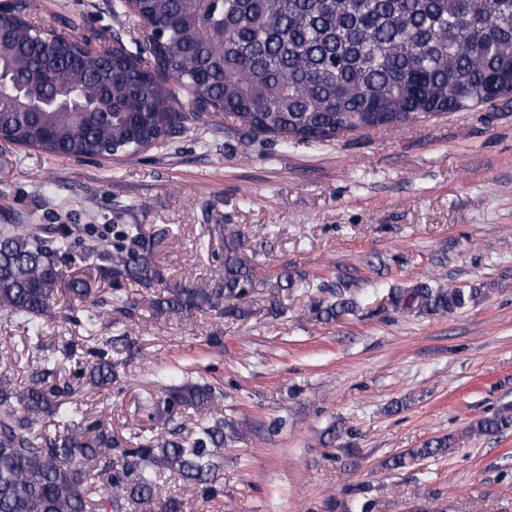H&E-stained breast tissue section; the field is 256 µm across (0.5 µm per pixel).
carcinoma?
Masks as SVG:
<instances>
[{"mask_svg":"<svg viewBox=\"0 0 512 512\" xmlns=\"http://www.w3.org/2000/svg\"><path fill=\"white\" fill-rule=\"evenodd\" d=\"M112 16L149 27L126 61L76 36L36 31L16 13L0 15V141L55 156L134 155L213 107L251 134L313 145L339 131L389 129L512 93V0H138L134 7L112 0ZM175 86L190 90L194 113L175 107ZM221 230L223 271L187 285L166 277L140 224L112 225V245L91 248L93 261L78 275L62 265L71 250L66 237L43 238L18 224L0 231V313L26 326L41 351L58 296L73 311L63 323L97 326L101 281L159 289L148 301L157 316L237 312L257 287L256 270L238 225ZM481 295L424 283L392 302L445 315ZM111 347L103 337L85 359L67 344L61 356L41 357L24 386L0 375V512H183L182 498H157L163 477L191 491L218 481L224 446L242 430L211 417L185 433L182 422L186 410H210V387L167 384L170 375L156 373L162 395L151 418L162 431L138 435L135 448L73 404L70 379H57L59 360L73 363L71 379L106 387L116 377ZM46 417L62 429L42 430ZM509 427L504 412L472 432ZM455 445L435 438L388 466Z\"/></svg>","mask_w":512,"mask_h":512,"instance_id":"cac0c4a2","label":"carcinoma"}]
</instances>
